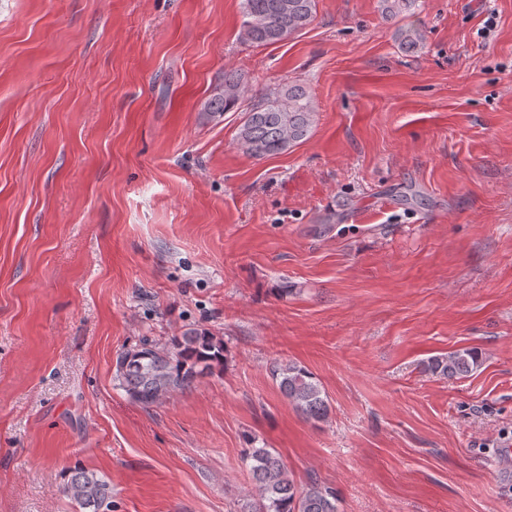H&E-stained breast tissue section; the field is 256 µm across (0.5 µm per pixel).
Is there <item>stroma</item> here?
I'll use <instances>...</instances> for the list:
<instances>
[{
    "instance_id": "obj_1",
    "label": "stroma",
    "mask_w": 512,
    "mask_h": 512,
    "mask_svg": "<svg viewBox=\"0 0 512 512\" xmlns=\"http://www.w3.org/2000/svg\"><path fill=\"white\" fill-rule=\"evenodd\" d=\"M240 3L0 0V512H81L77 465L112 512H246L249 446L339 512H512V0H317L265 46ZM228 72L304 85L309 138L244 153L204 112ZM188 327L223 370L132 402L118 354ZM460 348L477 372L425 371ZM271 374L280 392L298 413L309 421L326 420L330 403L312 372L302 365L288 362L275 365ZM63 493L83 512H111L112 491L104 477L79 466L70 469Z\"/></svg>"
}]
</instances>
